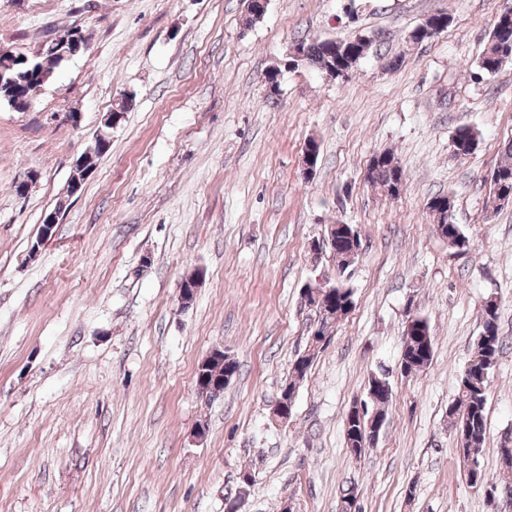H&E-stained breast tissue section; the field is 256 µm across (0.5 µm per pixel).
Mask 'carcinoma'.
Returning <instances> with one entry per match:
<instances>
[{"label":"carcinoma","instance_id":"cac0c4a2","mask_svg":"<svg viewBox=\"0 0 512 512\" xmlns=\"http://www.w3.org/2000/svg\"><path fill=\"white\" fill-rule=\"evenodd\" d=\"M378 38L361 35L355 39H317L315 41L302 40L300 44L305 47L306 64L313 66L330 76H337V64L335 57L331 56L329 47L334 45L338 50L347 54L346 60L349 68L353 69L367 52L372 48ZM512 55V4L506 3L505 7L493 20L489 31L488 40L477 58L478 71L491 76L500 68L502 56ZM61 60V56L49 49H44L36 57H29L28 62L22 61L14 64L13 67H6L0 71V101L8 104L19 94L20 90L31 83L46 82L50 79L54 66ZM478 142V132L468 126L462 125L456 128L452 135V147L457 156H467L472 153ZM503 160L494 169L498 175L500 184L490 183V199L493 207L501 205V192L505 189L512 190V141L503 144ZM401 177L403 171L395 156L383 151L380 159L370 166V177L368 182L376 191L385 193L392 198L400 195ZM433 202H444L448 205V223L436 225L437 233L441 238L448 241L451 249L463 245L471 248L469 238L463 233L460 225L454 221L455 196L438 194L431 198ZM345 250L336 249L337 279L332 283L333 290L330 293L332 301L336 303V314L327 316L321 322L319 331L316 333L315 341L317 346H310L305 353L307 363H312L316 353L323 349L331 340L329 329L339 321L340 316L348 315L354 308L353 291L346 285L349 267L344 256ZM482 328L486 329L489 336H479L473 347V352L467 366L459 377L458 393L448 404V421L453 428V433L464 431L467 434L466 440L476 448L485 447L487 432L486 405L488 396V379L490 370L496 364L498 357L505 346L504 337L499 332V303L496 297L486 298L481 306ZM221 358L203 367L204 373L212 382V391L209 397L214 398L221 394L226 388L223 382L225 375V364L222 354ZM434 349H429L428 355L419 353V346L413 336H403L399 366L403 372L411 375L428 367L433 359ZM392 388L388 373L382 372L369 378L367 389V400L363 404L369 406L364 412L363 418L357 419L351 424V428L345 430V440H352L358 443H365L371 438L369 425V411L376 408L378 412H385L390 400L385 397L381 389Z\"/></svg>","mask_w":512,"mask_h":512}]
</instances>
